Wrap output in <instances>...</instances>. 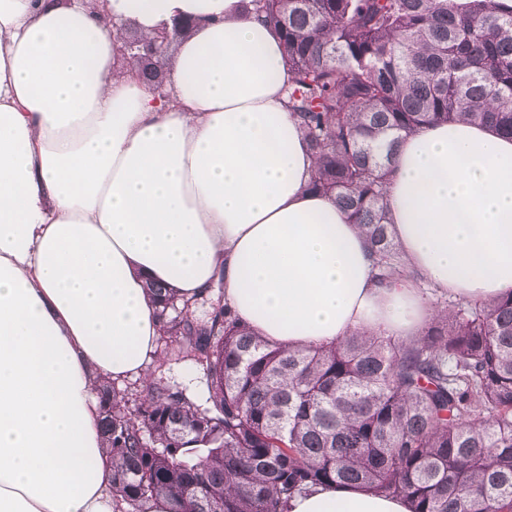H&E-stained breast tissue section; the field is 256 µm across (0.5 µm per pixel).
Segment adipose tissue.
Returning a JSON list of instances; mask_svg holds the SVG:
<instances>
[{
	"label": "adipose tissue",
	"mask_w": 512,
	"mask_h": 512,
	"mask_svg": "<svg viewBox=\"0 0 512 512\" xmlns=\"http://www.w3.org/2000/svg\"><path fill=\"white\" fill-rule=\"evenodd\" d=\"M248 0H0V512H114L96 384L141 376L161 334L147 283H222L289 349L358 329L417 336V285L379 287L365 239L308 191L281 40ZM180 38L164 94L115 74L127 27ZM396 241L429 287L512 292V138L466 122L401 145ZM288 512H409L316 487Z\"/></svg>",
	"instance_id": "adipose-tissue-1"
}]
</instances>
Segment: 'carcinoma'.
<instances>
[{
	"label": "carcinoma",
	"instance_id": "carcinoma-1",
	"mask_svg": "<svg viewBox=\"0 0 512 512\" xmlns=\"http://www.w3.org/2000/svg\"><path fill=\"white\" fill-rule=\"evenodd\" d=\"M283 39L287 107L315 158L309 189L360 226L377 283L411 277L386 191L401 140L465 120L512 136V7L501 0H251ZM130 74L166 83L164 57ZM148 376L97 385L118 512H288L317 486L401 496L409 512H512V295L432 303L418 338L355 331L269 343L222 297L149 286ZM190 362L193 390L170 376Z\"/></svg>",
	"mask_w": 512,
	"mask_h": 512
}]
</instances>
